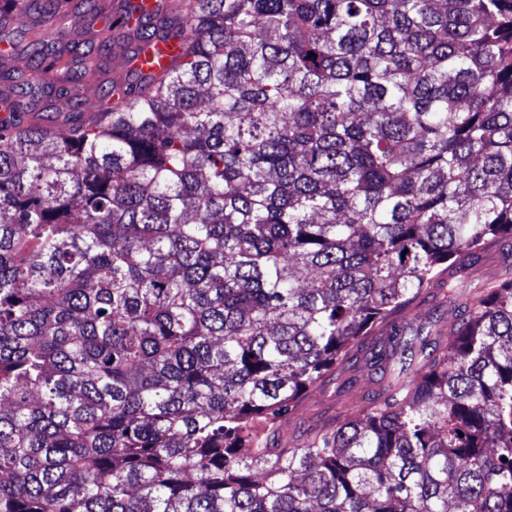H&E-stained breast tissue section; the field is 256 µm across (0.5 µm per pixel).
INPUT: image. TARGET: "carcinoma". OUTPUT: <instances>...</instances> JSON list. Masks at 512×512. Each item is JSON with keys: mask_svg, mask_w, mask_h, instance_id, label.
<instances>
[{"mask_svg": "<svg viewBox=\"0 0 512 512\" xmlns=\"http://www.w3.org/2000/svg\"><path fill=\"white\" fill-rule=\"evenodd\" d=\"M4 2L0 512H512V0ZM503 244L491 243L481 255V259L472 269L471 275L464 283V288H482L496 278L503 258ZM413 314L421 317H441L443 322L448 323V327H453L458 322L457 311L434 288L420 296L410 308L399 313L398 316L402 318ZM358 359L353 368L350 364L345 365V371L339 380L311 389L306 394L295 417L287 419L279 428L282 441H299L310 428L336 424V416L349 407L357 410L371 407V398L378 389V375L365 366L362 355ZM350 377L353 383L339 389L336 384Z\"/></svg>", "mask_w": 512, "mask_h": 512, "instance_id": "cac0c4a2", "label": "carcinoma"}]
</instances>
